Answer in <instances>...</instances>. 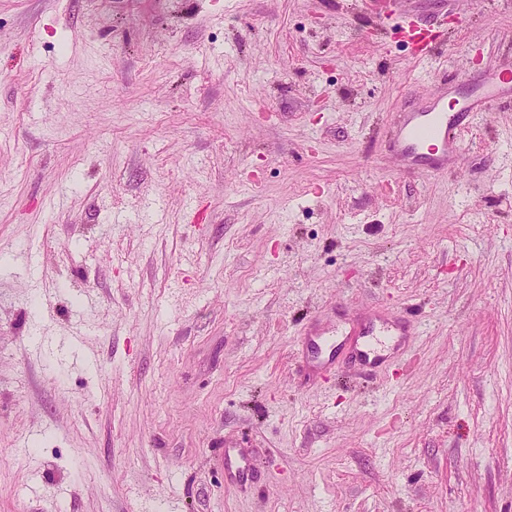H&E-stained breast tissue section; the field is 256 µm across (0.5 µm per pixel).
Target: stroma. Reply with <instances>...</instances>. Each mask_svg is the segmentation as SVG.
<instances>
[{
	"mask_svg": "<svg viewBox=\"0 0 512 512\" xmlns=\"http://www.w3.org/2000/svg\"><path fill=\"white\" fill-rule=\"evenodd\" d=\"M383 2L0 0V512H512V106L387 137L512 0ZM403 309V370L307 369ZM221 459L224 462V476L231 486H244L250 481L254 467L246 448H241L236 442L225 441Z\"/></svg>",
	"mask_w": 512,
	"mask_h": 512,
	"instance_id": "1",
	"label": "stroma"
}]
</instances>
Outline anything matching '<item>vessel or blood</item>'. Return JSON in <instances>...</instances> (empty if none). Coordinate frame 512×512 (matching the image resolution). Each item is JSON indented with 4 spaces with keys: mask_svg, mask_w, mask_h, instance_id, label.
I'll use <instances>...</instances> for the list:
<instances>
[{
    "mask_svg": "<svg viewBox=\"0 0 512 512\" xmlns=\"http://www.w3.org/2000/svg\"><path fill=\"white\" fill-rule=\"evenodd\" d=\"M470 89L463 98L434 100L429 105L400 112L392 129V146L405 167L432 173L442 169L459 145V136L473 123L478 112L492 106L512 105V69L470 74ZM420 324L409 313L379 318L347 331L351 362L366 369L388 366L394 359L390 344L415 335ZM221 459L224 476L231 486L246 485L254 472L248 451L233 441H225Z\"/></svg>",
    "mask_w": 512,
    "mask_h": 512,
    "instance_id": "obj_1",
    "label": "vessel or blood"
}]
</instances>
